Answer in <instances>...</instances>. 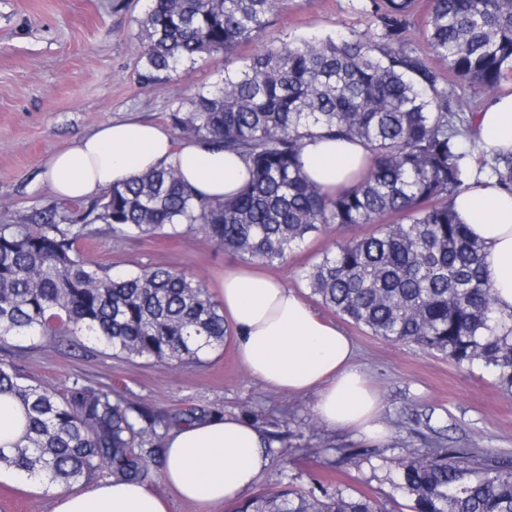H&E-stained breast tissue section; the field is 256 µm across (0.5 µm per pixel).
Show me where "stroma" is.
<instances>
[{"label":"stroma","mask_w":512,"mask_h":512,"mask_svg":"<svg viewBox=\"0 0 512 512\" xmlns=\"http://www.w3.org/2000/svg\"><path fill=\"white\" fill-rule=\"evenodd\" d=\"M145 8L146 0H0V225L27 223L51 206L62 215L76 208V201L58 199L45 181L43 164L52 153L109 120L168 126L172 107L220 81L225 69L237 66L238 56L253 51L246 45L234 57L216 53L144 87L136 20ZM368 23L359 0H288L264 40L276 44L361 32ZM373 230L370 224L330 226L267 272L316 304L301 272L336 242ZM90 231L80 245L89 260L119 272L173 266L215 296L224 273L246 264L198 231L122 243L113 240L107 225H91ZM341 327L353 339L357 364L383 395L387 446L423 447L419 432L429 423L437 440L449 446L512 452V395L501 393L488 371L461 370L441 354L382 340L346 321ZM0 361L59 391L79 381L162 413L198 408L237 417L264 432L280 427L286 438L270 443L271 464L256 490L267 488L273 473L283 470L305 488L317 478L368 493L389 512H410L408 499L390 484L382 458L338 463V449L364 448L367 440L323 425L313 411V395L279 394L252 378L235 336L202 364L176 368L112 357L85 337L76 348L22 342L0 351ZM56 497V491L24 478L0 475V512H53Z\"/></svg>","instance_id":"1"}]
</instances>
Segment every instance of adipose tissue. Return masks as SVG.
<instances>
[{"mask_svg": "<svg viewBox=\"0 0 512 512\" xmlns=\"http://www.w3.org/2000/svg\"><path fill=\"white\" fill-rule=\"evenodd\" d=\"M474 136L489 152H512V95L493 100L475 118ZM366 157L356 142L320 139L302 156L308 177L325 191L351 185ZM172 168L212 198L240 189L249 172L240 157L136 120L106 122L44 163L62 199H87L143 172ZM458 219L485 246L484 264L503 311L512 310V194L483 179L455 197ZM224 315L237 334L249 373L288 394H314V410L328 426L384 440L383 402L354 361V344L294 289L247 268L225 275ZM264 435L232 416L212 417L175 430L165 444L163 479L186 500L219 507L242 498L269 466ZM53 512H168L166 503L136 483L109 481L59 495Z\"/></svg>", "mask_w": 512, "mask_h": 512, "instance_id": "ef3b65f1", "label": "adipose tissue"}]
</instances>
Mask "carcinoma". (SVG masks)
Segmentation results:
<instances>
[{
    "instance_id": "cac0c4a2",
    "label": "carcinoma",
    "mask_w": 512,
    "mask_h": 512,
    "mask_svg": "<svg viewBox=\"0 0 512 512\" xmlns=\"http://www.w3.org/2000/svg\"><path fill=\"white\" fill-rule=\"evenodd\" d=\"M364 32L262 42L287 0H149L139 28L142 84L195 61L255 45L211 89L169 114L176 139L239 156L249 180L215 200L173 169L117 184L56 222L0 225V350L18 341L86 336L111 355L165 365L202 362L224 347V309L202 283L173 266L114 274L85 260L88 225L117 240L202 231L245 260L273 265L331 224H378L336 244L302 273L336 315L390 342L436 351L459 368L481 366L512 394V312L497 307L484 245L457 221L452 200L468 188L469 120L461 90L485 100L512 74V0H428L411 36L418 0H361ZM316 139L359 142L368 168L348 187L323 191L302 171ZM491 177L512 193V153ZM0 393L14 396L27 424L0 447V470L45 490L71 488L107 470L142 483L156 464L163 417L79 381L60 392L0 362ZM411 512H512V455L438 445L385 458ZM236 512H382L367 493L308 490L279 473L276 489Z\"/></svg>"
}]
</instances>
